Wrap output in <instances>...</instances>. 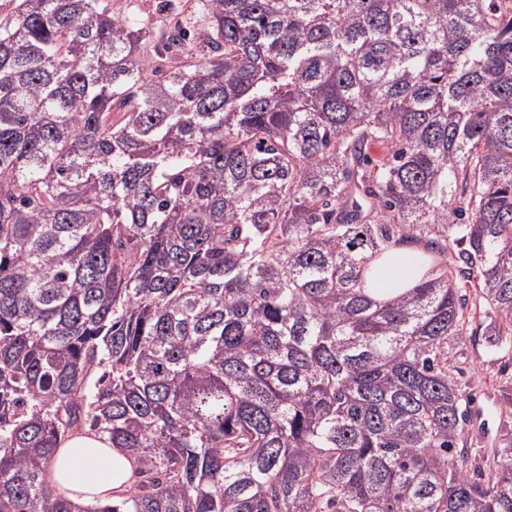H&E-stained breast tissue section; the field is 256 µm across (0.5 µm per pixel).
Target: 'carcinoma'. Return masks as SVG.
I'll use <instances>...</instances> for the list:
<instances>
[{"label":"carcinoma","instance_id":"cac0c4a2","mask_svg":"<svg viewBox=\"0 0 512 512\" xmlns=\"http://www.w3.org/2000/svg\"><path fill=\"white\" fill-rule=\"evenodd\" d=\"M182 7L0 3V512H512L448 356L466 288L512 335V0ZM161 0H139V1H120L119 4L124 8H128L130 11L135 13H140L142 15H149L150 18L158 25V26H168L170 25L176 18L179 16L178 10L175 11H164L159 12V10H155V4ZM419 252L417 246L393 248L387 262H380L375 267L366 288L378 299H385L392 292L413 288L426 272V269H419L412 264V257ZM135 468L134 460L112 448L107 436L85 430L69 437L58 449L48 476L56 492L87 506L112 500Z\"/></svg>","mask_w":512,"mask_h":512}]
</instances>
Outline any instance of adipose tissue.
Listing matches in <instances>:
<instances>
[{
    "label": "adipose tissue",
    "instance_id": "adipose-tissue-1",
    "mask_svg": "<svg viewBox=\"0 0 512 512\" xmlns=\"http://www.w3.org/2000/svg\"><path fill=\"white\" fill-rule=\"evenodd\" d=\"M417 253L414 246L393 248L387 261L379 263L368 279L370 293L384 299L416 285L424 275L412 264ZM134 470V461L113 448L106 436L85 430L69 437L58 449L49 468V480L57 492L86 506L112 499Z\"/></svg>",
    "mask_w": 512,
    "mask_h": 512
}]
</instances>
